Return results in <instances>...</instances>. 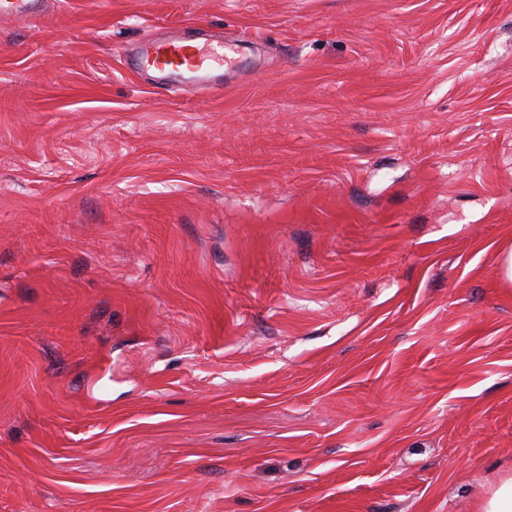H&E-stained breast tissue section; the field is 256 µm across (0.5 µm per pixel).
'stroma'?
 <instances>
[{
	"instance_id": "stroma-1",
	"label": "stroma",
	"mask_w": 512,
	"mask_h": 512,
	"mask_svg": "<svg viewBox=\"0 0 512 512\" xmlns=\"http://www.w3.org/2000/svg\"><path fill=\"white\" fill-rule=\"evenodd\" d=\"M240 41L157 86L159 30ZM512 0L0 21V512H483L512 478Z\"/></svg>"
}]
</instances>
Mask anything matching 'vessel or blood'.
I'll return each instance as SVG.
<instances>
[{
  "label": "vessel or blood",
  "instance_id": "1",
  "mask_svg": "<svg viewBox=\"0 0 512 512\" xmlns=\"http://www.w3.org/2000/svg\"><path fill=\"white\" fill-rule=\"evenodd\" d=\"M41 0H0V17L17 19L42 9ZM167 85L184 81L210 82L218 80L226 55L223 42L216 41L202 48L189 39L172 36L150 41L142 54Z\"/></svg>",
  "mask_w": 512,
  "mask_h": 512
}]
</instances>
